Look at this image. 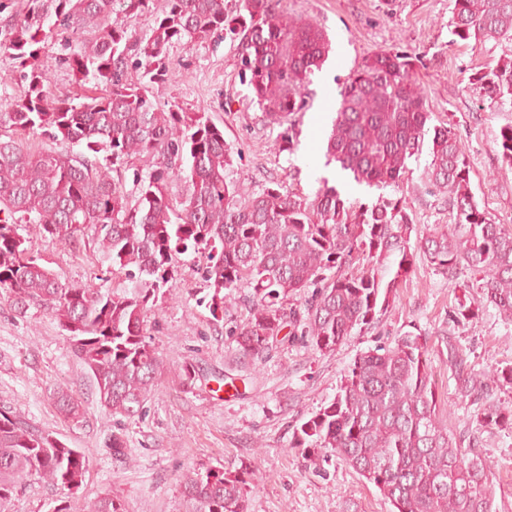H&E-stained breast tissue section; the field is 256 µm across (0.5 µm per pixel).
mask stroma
<instances>
[{
    "instance_id": "35a3bbf8",
    "label": "stroma",
    "mask_w": 512,
    "mask_h": 512,
    "mask_svg": "<svg viewBox=\"0 0 512 512\" xmlns=\"http://www.w3.org/2000/svg\"><path fill=\"white\" fill-rule=\"evenodd\" d=\"M453 8L454 0H278L283 22L317 24L331 43L326 62L301 91L303 109L279 122L267 119L240 78L239 41L229 32L174 45L172 73L152 92L163 109H202L223 128L234 158L229 176L245 192H259L277 180L311 195L325 178L350 201L370 203L377 189L353 185L326 165L324 143H311L313 117L335 114L343 84L368 54L384 50L415 57V78L434 123L447 124L466 147L480 207L496 223L512 227V165L499 148L512 112L493 108L468 83L473 68L491 63L502 49L454 41L449 29ZM81 48L74 41L66 50L76 54ZM66 50L50 38L42 52L50 88L63 98L80 92L59 61ZM288 129L298 141L289 153L278 149ZM422 172V165H415L400 191L421 233L450 221L446 198ZM29 246L75 284L93 279L100 264L99 246L88 235L70 246L34 236ZM201 262L200 255H180L173 280L156 294L147 333L165 366L142 413L131 419H112L101 407L92 378L71 355L53 318L33 309L18 316L0 300V409L52 431L90 460L79 489L66 494L30 478L9 512L57 507L84 512L87 502L107 493L120 498L126 512H185L180 481L186 473L241 468L254 473L246 486L248 512H390L377 488L340 460L331 459L317 472L309 469L294 431L334 398L357 354L407 332L426 337L434 391L448 427L462 447H474L490 463L489 484L498 508L512 512V429L483 421L479 402L459 387L461 378L512 365V322L491 306L476 323L452 321L460 304L480 296L470 271L460 270L452 287L427 261H416L388 310L335 351L320 352L310 339L285 332L253 359L242 357L234 340L248 315L249 289H236L223 319L214 320L207 307L210 290L198 274ZM452 348L462 358L461 367L448 360ZM185 363L203 376L195 387L180 379ZM228 379L237 386V396H225L222 385ZM59 387L81 401L80 421H66L58 413L53 393ZM114 434L124 441V458L110 456L105 448Z\"/></svg>"
}]
</instances>
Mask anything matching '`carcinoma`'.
<instances>
[{
    "instance_id": "carcinoma-1",
    "label": "carcinoma",
    "mask_w": 512,
    "mask_h": 512,
    "mask_svg": "<svg viewBox=\"0 0 512 512\" xmlns=\"http://www.w3.org/2000/svg\"><path fill=\"white\" fill-rule=\"evenodd\" d=\"M144 13L154 16L152 33L136 39L128 20ZM234 24L239 73L262 111L272 119L300 111L301 87L321 69L330 42L309 22L283 24L273 0H242L237 13L225 0H24L21 16L0 23V53L18 64L23 88L0 105V299L22 317L33 308L57 321L114 418L139 414L164 369L146 318L150 300L172 280L174 261L190 250L203 256L213 318L235 288H251L248 318L236 333L245 357L269 351L288 325L319 351L335 350L388 308L419 258L451 283L469 270L482 299L512 321V229L480 208L465 149L450 128L430 124L410 58L385 51L364 58L340 91L325 156L358 185L398 188L430 140L424 174L448 196L453 222L414 243L400 197L351 203L326 178L312 195L279 181L257 194L241 191L228 180L233 156L223 129L205 112L158 106L147 84L167 80L170 47L220 36ZM449 27L461 41L507 48L469 83L497 109L512 110V0H455ZM54 36L83 39V51L62 64L98 94L62 99L51 91L41 43ZM19 132L82 151L33 152ZM137 155L156 162L133 171L132 197L112 173ZM176 179L190 188L181 201L169 192ZM20 224L64 245L92 229L106 272L144 275L146 287L105 290L103 275L64 281L33 254ZM294 297L303 309L284 312L283 301ZM427 354V340L411 332L361 353L334 399L296 428V447L316 471L333 456L342 461L393 512H499L487 460L462 448L440 415ZM54 399L65 418L80 417L72 393L60 388ZM481 416L512 428V406L487 403ZM88 468L79 449L0 410V512L27 478L71 492ZM252 476L245 469L185 474L188 512H247ZM87 510L125 507L105 494Z\"/></svg>"
}]
</instances>
